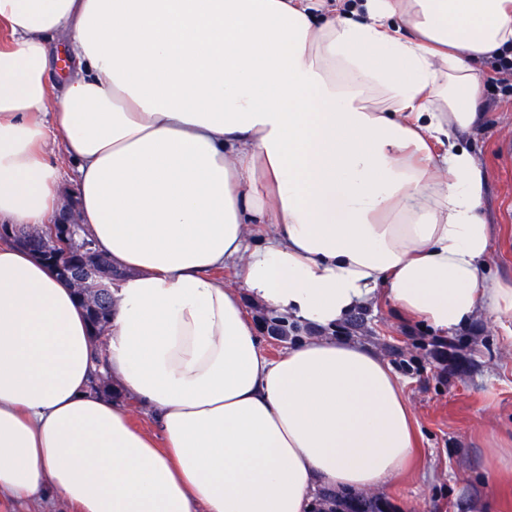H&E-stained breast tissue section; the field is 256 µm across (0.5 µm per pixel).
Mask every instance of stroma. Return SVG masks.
<instances>
[{"mask_svg": "<svg viewBox=\"0 0 512 512\" xmlns=\"http://www.w3.org/2000/svg\"><path fill=\"white\" fill-rule=\"evenodd\" d=\"M489 179L484 209L494 226L492 271L512 274V102L493 108L485 128L465 141ZM363 328L351 321L335 333L374 349L395 369L416 417V466L376 491L382 512H512V476L492 467L487 443L512 438V360L504 330L480 313L437 346L433 334L401 320L391 307L367 308Z\"/></svg>", "mask_w": 512, "mask_h": 512, "instance_id": "stroma-1", "label": "stroma"}]
</instances>
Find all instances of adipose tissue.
I'll return each instance as SVG.
<instances>
[{
  "mask_svg": "<svg viewBox=\"0 0 512 512\" xmlns=\"http://www.w3.org/2000/svg\"><path fill=\"white\" fill-rule=\"evenodd\" d=\"M0 26V223L54 213L62 149L122 273L95 343L72 285L0 241V498L309 512L407 475L400 377L332 332L381 302L443 336L512 318L463 145L512 0H0ZM250 301L312 336L268 354Z\"/></svg>",
  "mask_w": 512,
  "mask_h": 512,
  "instance_id": "obj_1",
  "label": "adipose tissue"
}]
</instances>
